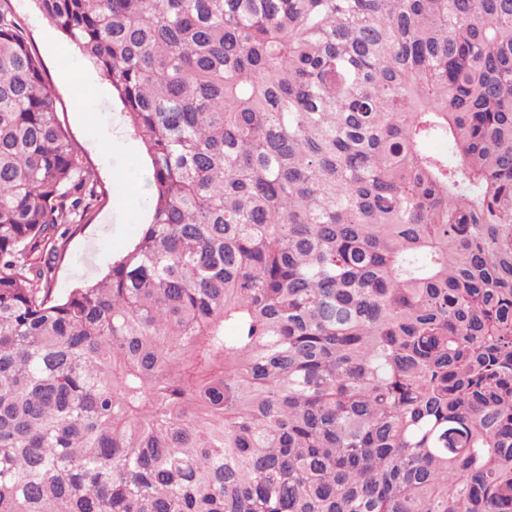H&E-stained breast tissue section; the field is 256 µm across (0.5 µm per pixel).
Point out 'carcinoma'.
<instances>
[{
    "instance_id": "obj_1",
    "label": "carcinoma",
    "mask_w": 512,
    "mask_h": 512,
    "mask_svg": "<svg viewBox=\"0 0 512 512\" xmlns=\"http://www.w3.org/2000/svg\"><path fill=\"white\" fill-rule=\"evenodd\" d=\"M36 2L151 215L53 296L99 192L0 0V512H512V0Z\"/></svg>"
}]
</instances>
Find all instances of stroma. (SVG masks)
Segmentation results:
<instances>
[{
    "label": "stroma",
    "mask_w": 512,
    "mask_h": 512,
    "mask_svg": "<svg viewBox=\"0 0 512 512\" xmlns=\"http://www.w3.org/2000/svg\"><path fill=\"white\" fill-rule=\"evenodd\" d=\"M51 89L60 118L101 193L87 224L66 230L54 262L55 294L94 281L132 247L148 220L147 198L120 184L142 180L149 158L126 124L123 106L91 60L42 17L36 0H9Z\"/></svg>",
    "instance_id": "1"
}]
</instances>
